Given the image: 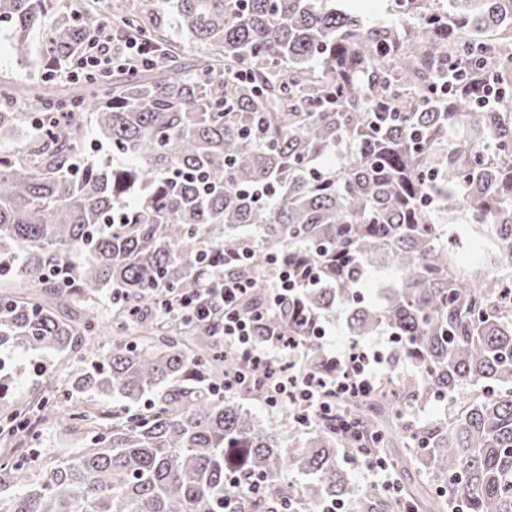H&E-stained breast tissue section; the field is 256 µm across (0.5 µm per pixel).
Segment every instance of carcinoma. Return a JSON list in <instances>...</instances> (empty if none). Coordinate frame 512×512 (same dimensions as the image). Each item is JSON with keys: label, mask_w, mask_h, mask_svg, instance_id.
Wrapping results in <instances>:
<instances>
[{"label": "carcinoma", "mask_w": 512, "mask_h": 512, "mask_svg": "<svg viewBox=\"0 0 512 512\" xmlns=\"http://www.w3.org/2000/svg\"><path fill=\"white\" fill-rule=\"evenodd\" d=\"M98 0L67 11L55 0H0V38L33 64L62 69L94 32ZM122 33L159 48L162 63L125 71L116 90L88 85L69 112L50 80L0 87V356L14 351L83 365L9 414L0 437L27 431L26 411L67 410L82 446L34 479L25 448L0 455V512H512V0H394L398 23L364 25L362 0H132ZM176 20L197 50L178 64ZM484 69L444 97V63ZM499 103L481 107L485 87ZM112 157L82 165L86 115ZM38 119V132L28 126ZM434 198L427 208L422 197ZM484 238L481 267L458 261ZM270 256L288 257L296 288L262 320L304 348L298 371L327 373L313 328L354 336L385 328L390 359L411 371L336 402L314 434L283 431L224 399L268 396L216 326L163 318L154 288L201 287L214 257L246 274L239 303L261 308ZM395 277L364 301L371 271ZM112 307L105 316L100 296ZM116 335L100 353L103 324ZM246 375L245 381L237 380ZM471 393L444 422L404 417L400 404ZM406 434L409 460L434 476L400 497L360 490L344 464L381 456ZM305 476L293 486L288 472Z\"/></svg>", "instance_id": "1"}]
</instances>
